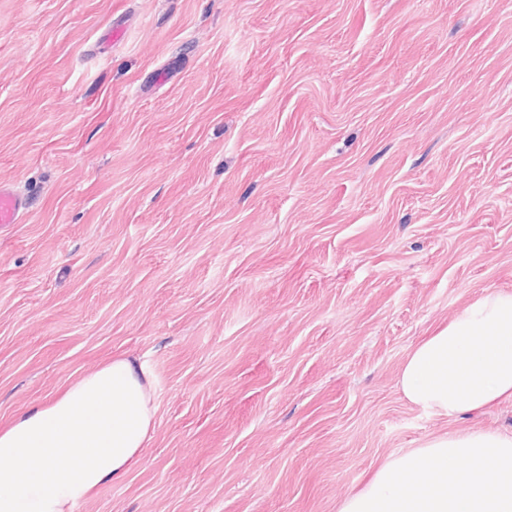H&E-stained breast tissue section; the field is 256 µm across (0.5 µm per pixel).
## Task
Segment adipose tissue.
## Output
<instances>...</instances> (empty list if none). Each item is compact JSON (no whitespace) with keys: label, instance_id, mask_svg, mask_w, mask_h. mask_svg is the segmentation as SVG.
Returning a JSON list of instances; mask_svg holds the SVG:
<instances>
[{"label":"adipose tissue","instance_id":"obj_1","mask_svg":"<svg viewBox=\"0 0 512 512\" xmlns=\"http://www.w3.org/2000/svg\"><path fill=\"white\" fill-rule=\"evenodd\" d=\"M403 397L455 419L512 399V291L487 289L402 364ZM150 374L115 357L0 430V512H75L123 478L156 425ZM339 512H512V434L432 435L399 452Z\"/></svg>","mask_w":512,"mask_h":512}]
</instances>
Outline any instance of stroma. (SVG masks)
I'll return each instance as SVG.
<instances>
[{"instance_id":"1","label":"stroma","mask_w":512,"mask_h":512,"mask_svg":"<svg viewBox=\"0 0 512 512\" xmlns=\"http://www.w3.org/2000/svg\"><path fill=\"white\" fill-rule=\"evenodd\" d=\"M1 179L0 428L115 356L155 381L78 512H338L428 436L512 431L397 386L512 290V0H0ZM27 199L14 191L7 181H0V224L21 223L27 213Z\"/></svg>"}]
</instances>
